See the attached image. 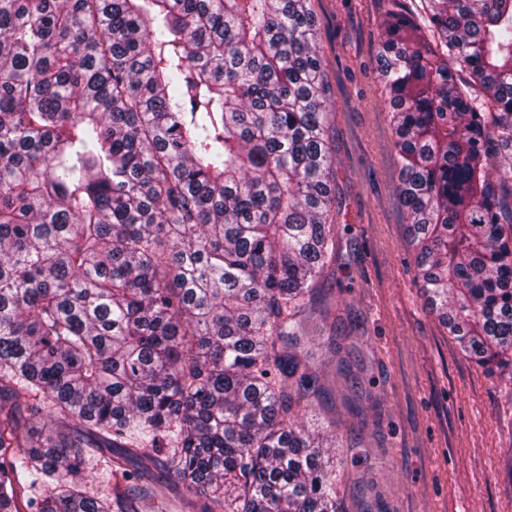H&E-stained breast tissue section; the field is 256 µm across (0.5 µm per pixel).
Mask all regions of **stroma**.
<instances>
[{
	"mask_svg": "<svg viewBox=\"0 0 512 512\" xmlns=\"http://www.w3.org/2000/svg\"><path fill=\"white\" fill-rule=\"evenodd\" d=\"M421 0H312L336 170V263L305 345L341 458V512H512V368L465 357L426 304L376 71L383 22Z\"/></svg>",
	"mask_w": 512,
	"mask_h": 512,
	"instance_id": "stroma-1",
	"label": "stroma"
}]
</instances>
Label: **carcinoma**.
<instances>
[{"instance_id": "1", "label": "carcinoma", "mask_w": 512, "mask_h": 512, "mask_svg": "<svg viewBox=\"0 0 512 512\" xmlns=\"http://www.w3.org/2000/svg\"><path fill=\"white\" fill-rule=\"evenodd\" d=\"M423 2L376 57L398 195L430 307L492 372L512 365V0ZM314 27L311 0H0V512H109L83 448L124 449L92 464L116 501L154 469L208 512H338L299 424L338 233ZM25 410L48 417L35 445Z\"/></svg>"}]
</instances>
